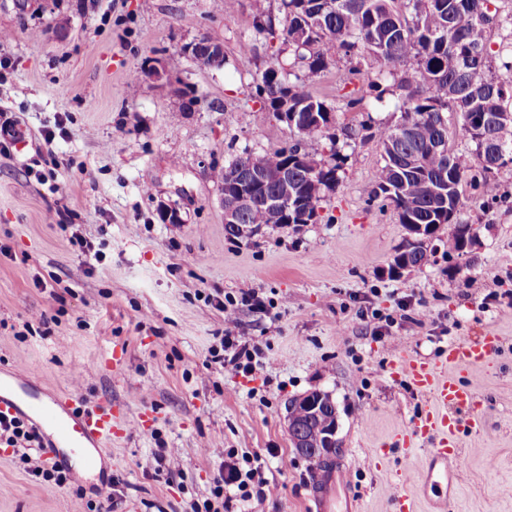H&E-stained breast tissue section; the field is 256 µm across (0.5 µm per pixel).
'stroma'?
I'll list each match as a JSON object with an SVG mask.
<instances>
[{
	"mask_svg": "<svg viewBox=\"0 0 512 512\" xmlns=\"http://www.w3.org/2000/svg\"><path fill=\"white\" fill-rule=\"evenodd\" d=\"M261 11L284 25L280 0H53L26 13L0 0V32L10 35L0 43V113L21 132L0 153V375L31 372L47 399L111 404L123 429L76 491L48 487L20 449L0 446V512H192L212 499L228 448L258 455L278 487L247 500L225 488L229 512H313L307 486L318 466L293 448L287 407L316 390L336 403L334 456L359 512H393L399 494L413 512H433L439 497L445 512H512V165L495 174L496 199L478 183L465 189L460 219L477 232L473 250L449 252L443 228L425 265L390 276L408 232L375 193L382 149L360 124L397 123V98L374 108V59L355 75L340 65L312 91L331 106L363 104L336 110L337 142L307 140L316 160L339 167L317 221L248 224L231 237L213 169L291 142L256 96L271 63L254 35ZM199 37L223 45L225 68L182 54ZM150 65L165 78H138ZM59 117L65 134L46 142L42 130ZM57 182L66 196L53 192ZM163 204L182 223H163ZM89 252L99 259L80 273ZM250 292L265 308L243 302ZM228 298L234 335L263 351L248 374L212 358L224 334L217 305ZM489 330L501 352L463 372L486 425L459 435L453 494L424 489L431 445L403 448L393 437L430 397L392 380L389 364L400 350L439 362L450 342ZM116 347L122 363L98 367ZM164 448L176 449L181 476L159 471Z\"/></svg>",
	"mask_w": 512,
	"mask_h": 512,
	"instance_id": "1",
	"label": "stroma"
}]
</instances>
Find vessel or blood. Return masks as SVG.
I'll return each instance as SVG.
<instances>
[{
  "instance_id": "vessel-or-blood-1",
  "label": "vessel or blood",
  "mask_w": 512,
  "mask_h": 512,
  "mask_svg": "<svg viewBox=\"0 0 512 512\" xmlns=\"http://www.w3.org/2000/svg\"><path fill=\"white\" fill-rule=\"evenodd\" d=\"M502 348V338L489 332L474 342H454L445 351L451 364L479 366L489 363ZM390 376L405 381L412 390L430 395L427 409L411 428L396 434V441L421 438L430 442L433 456L425 478L427 485L454 489L457 473L453 465L460 453L459 433L464 428H483L485 420L477 413L478 393L459 378H438L433 364L396 357ZM0 413L24 417L36 426L46 459L62 461L64 452L83 454L87 466H96L104 447L111 442L113 418L111 404L80 407L75 397H42L27 386L24 374L15 372L0 377ZM316 512H357L356 501L344 478L342 467L330 463L316 473L310 487Z\"/></svg>"
}]
</instances>
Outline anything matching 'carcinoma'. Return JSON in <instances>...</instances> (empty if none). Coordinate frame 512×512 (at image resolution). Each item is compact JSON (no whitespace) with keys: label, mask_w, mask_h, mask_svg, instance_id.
I'll return each mask as SVG.
<instances>
[{"label":"carcinoma","mask_w":512,"mask_h":512,"mask_svg":"<svg viewBox=\"0 0 512 512\" xmlns=\"http://www.w3.org/2000/svg\"><path fill=\"white\" fill-rule=\"evenodd\" d=\"M490 0H281L282 30L264 13L255 29L264 38L292 41L288 58L283 49L257 86L261 109L301 113L294 142L264 153L248 149L214 171L216 182L238 174H275L288 165V184L298 194L299 209L312 223L323 193L338 182L339 166L323 168L307 151L305 138L332 128L314 115L333 108L315 97L309 83L343 61L367 54L379 65L368 83L376 102L388 87L400 91L399 123L361 125L382 147L383 165L375 174V193L390 201L402 224H448L451 250L462 251L472 231L458 221L464 206L468 167L448 147V113L459 115L457 134L474 146L485 193L494 198L499 183L490 174L512 165V123L495 120L512 110V59L496 72L487 52L493 17ZM279 213L260 200L238 215L240 224H278Z\"/></svg>","instance_id":"cac0c4a2"}]
</instances>
